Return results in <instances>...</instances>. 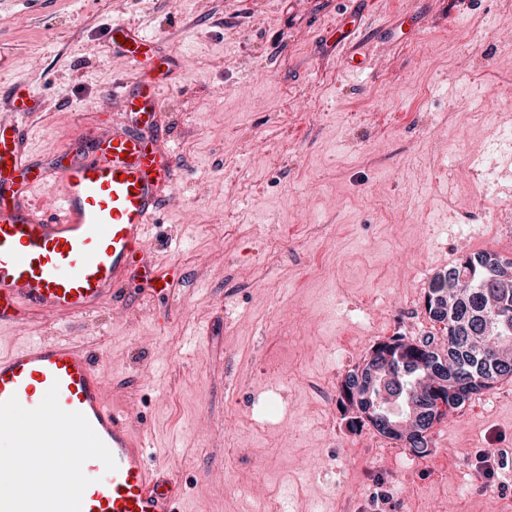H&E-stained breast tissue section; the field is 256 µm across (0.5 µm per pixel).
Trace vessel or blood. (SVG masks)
I'll return each mask as SVG.
<instances>
[{
	"label": "vessel or blood",
	"mask_w": 512,
	"mask_h": 512,
	"mask_svg": "<svg viewBox=\"0 0 512 512\" xmlns=\"http://www.w3.org/2000/svg\"><path fill=\"white\" fill-rule=\"evenodd\" d=\"M112 48L131 73L120 98L149 113L147 131L108 126L80 147L42 162L29 153L28 86L0 58L8 112L0 114V327L30 313L82 318L105 307L124 309V284L152 252L146 230L180 179L162 136L164 99L152 73L170 66L154 40L135 26L113 23ZM108 374L91 356L63 341H31L0 352V402L17 397L37 407L57 388L64 410L85 415L117 468L95 458L83 465L91 483L81 512H183L174 477L155 464L129 410L108 404Z\"/></svg>",
	"instance_id": "vessel-or-blood-1"
}]
</instances>
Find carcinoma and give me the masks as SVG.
I'll return each mask as SVG.
<instances>
[{
	"label": "carcinoma",
	"mask_w": 512,
	"mask_h": 512,
	"mask_svg": "<svg viewBox=\"0 0 512 512\" xmlns=\"http://www.w3.org/2000/svg\"><path fill=\"white\" fill-rule=\"evenodd\" d=\"M501 260L493 252H477L432 277L424 307L429 319L441 325L442 335L411 339L405 347L398 344L401 337L393 336L373 347L378 361L395 374L393 386L399 398L380 402L377 420L370 424L418 457L428 454L427 433L434 425L462 409L472 396L512 380V275L505 276ZM443 357L455 364L456 384L464 395H451L442 385L418 389L420 379L437 373L433 364ZM356 380L352 369L341 384L340 403L356 411L354 424L365 425V401ZM413 406L419 415V433L402 440L380 427V421L408 413Z\"/></svg>",
	"instance_id": "carcinoma-1"
}]
</instances>
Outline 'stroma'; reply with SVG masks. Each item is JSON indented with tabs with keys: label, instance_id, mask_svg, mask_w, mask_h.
Here are the masks:
<instances>
[{
	"label": "stroma",
	"instance_id": "35a3bbf8",
	"mask_svg": "<svg viewBox=\"0 0 512 512\" xmlns=\"http://www.w3.org/2000/svg\"><path fill=\"white\" fill-rule=\"evenodd\" d=\"M118 20L174 60L181 179L147 235L178 286L140 273L123 317L32 313L0 350L62 340L105 367L185 512H512V382L435 425L422 458L339 402L377 343L434 331V274L512 258V150L478 118L512 124V0H0L35 156L116 119L94 103L128 72Z\"/></svg>",
	"mask_w": 512,
	"mask_h": 512
}]
</instances>
